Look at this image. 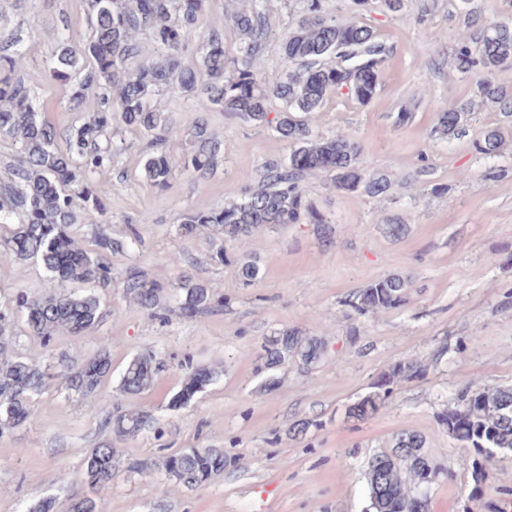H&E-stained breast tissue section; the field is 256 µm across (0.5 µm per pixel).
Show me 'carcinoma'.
<instances>
[{
  "label": "carcinoma",
  "instance_id": "cac0c4a2",
  "mask_svg": "<svg viewBox=\"0 0 512 512\" xmlns=\"http://www.w3.org/2000/svg\"><path fill=\"white\" fill-rule=\"evenodd\" d=\"M208 0H89L92 35L79 51L61 35L53 54L55 75L68 82L70 101L82 104L86 91L97 87L116 91L112 98L87 115L84 122L68 130L66 150L57 147V129L38 111L29 87L16 72L25 63L19 49L21 34L14 32L0 41V135L17 148L13 177L0 182V227L13 229L0 237V247L20 260H36L49 274L53 287L40 297L21 293L16 308L0 311V434L24 424L31 416L32 402L56 377L82 397L99 393L112 372L110 350L104 346L94 356L77 360L64 356L59 371L51 375L41 366L14 352L16 336L11 326L21 315L43 346L60 335L79 336L100 320L101 299L78 294L75 283L107 288L112 284V263L106 253H115L123 243L100 230L94 247L78 245L71 234L77 223L75 200L83 207L104 211V199L112 191L107 185L89 182L91 174L112 163L115 148L100 146L114 138V125L122 123L150 137L143 169L154 186L164 189L176 170L205 176L217 168L224 156V138L213 132L203 118L191 124V148L178 156L169 137L168 113L155 100L158 93L177 89L207 95L210 103L228 117L243 123L269 125L288 146L287 157L265 167L260 184L244 190L224 206L210 210L188 209L178 217V234L189 237L203 226H211L224 242L243 247L253 232L271 224H314L321 238L331 239V222L308 201L301 186L308 174L327 173L336 188L381 196L405 184L361 166L362 146L349 134L332 138L313 135L300 115L314 112L331 94L345 87L361 104L376 93L386 48L373 31L356 21L336 22L321 15L320 0H304V15L281 43L288 69L261 73L257 61L269 33L263 0L211 24L206 35L195 38L199 17ZM231 23L239 36L237 55L224 50V24ZM147 32L163 49L155 58L128 69L141 56L139 35ZM476 48L464 45L455 55L462 74L483 72L477 83L482 104H494L512 112V94L496 82L498 73L512 67V20L478 27ZM194 47L198 65L188 68L183 55ZM347 58L349 67L328 64L330 58ZM275 97L282 109L269 118L268 100ZM472 104L452 106L438 114L435 132L441 137L460 135ZM504 139L499 127L487 129L479 142V153L496 155ZM412 280L408 275H389L360 289L348 301L357 313L397 309L404 305ZM126 294L153 317L170 311L166 299L175 300L178 313L187 318L204 315L221 302L213 287L189 276L163 283L149 279L135 268L125 272ZM324 342L297 328H285L261 345L260 370L269 373L264 389L278 384L272 372L289 361L306 367L322 358ZM220 366L188 367L179 390L169 403L176 410L223 375ZM424 369L398 363L383 373L375 390L347 409V417L360 421L376 414L390 396L392 386L417 378ZM154 355L138 353L128 362L121 392L128 397L149 391L155 383ZM440 424L454 439L474 450L471 467L479 483L486 471L479 459L488 460L496 450L512 452V387L471 386L458 402L447 406ZM113 437L91 449L84 459V474L91 493H72L66 512H103L112 488L120 444L150 429L151 415L141 409L116 405L108 412ZM231 464L222 448H184L156 458L130 459L127 469L152 477H170L187 489L200 487ZM432 464L439 473L447 470L429 456L425 439L403 431L392 440L389 451L369 460L365 474L368 497H377V512H429V502L418 500L415 487L406 481L407 471L421 473Z\"/></svg>",
  "mask_w": 512,
  "mask_h": 512
}]
</instances>
